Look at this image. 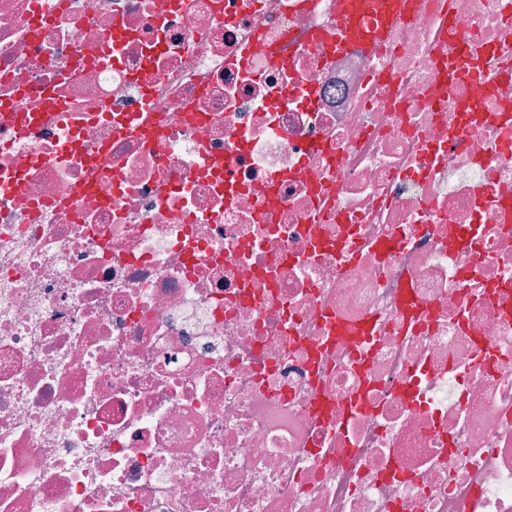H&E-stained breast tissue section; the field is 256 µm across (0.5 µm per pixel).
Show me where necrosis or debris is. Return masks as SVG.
I'll return each instance as SVG.
<instances>
[{"label": "necrosis or debris", "mask_w": 512, "mask_h": 512, "mask_svg": "<svg viewBox=\"0 0 512 512\" xmlns=\"http://www.w3.org/2000/svg\"><path fill=\"white\" fill-rule=\"evenodd\" d=\"M0 0V512H512V0ZM395 3H397L395 0H341L343 34L361 48H369L371 43L367 40L366 27L373 14V9L377 7L385 16L394 9Z\"/></svg>", "instance_id": "obj_1"}]
</instances>
